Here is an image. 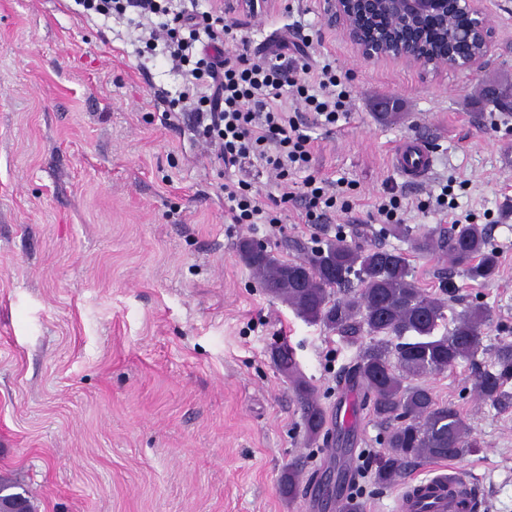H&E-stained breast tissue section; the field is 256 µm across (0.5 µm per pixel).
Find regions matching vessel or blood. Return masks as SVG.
<instances>
[{
	"label": "vessel or blood",
	"instance_id": "b4317fda",
	"mask_svg": "<svg viewBox=\"0 0 512 512\" xmlns=\"http://www.w3.org/2000/svg\"><path fill=\"white\" fill-rule=\"evenodd\" d=\"M392 164L415 184L424 182L433 169L431 151L418 138L401 142ZM460 483L457 471L449 466L438 468L431 477L411 480L400 497L401 512H460L461 500L455 493Z\"/></svg>",
	"mask_w": 512,
	"mask_h": 512
}]
</instances>
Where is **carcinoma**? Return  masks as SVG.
Returning a JSON list of instances; mask_svg holds the SVG:
<instances>
[{"instance_id": "1", "label": "carcinoma", "mask_w": 512, "mask_h": 512, "mask_svg": "<svg viewBox=\"0 0 512 512\" xmlns=\"http://www.w3.org/2000/svg\"><path fill=\"white\" fill-rule=\"evenodd\" d=\"M381 231L410 241L420 254H448L471 281L483 283L498 276L499 255L482 224L436 227L415 236L403 224H389ZM237 254L266 294L285 302L305 321L352 343L372 337L360 348L353 376L365 404L390 423L383 441L387 453L375 471L378 483L391 484L413 459L461 460L479 447L461 412L438 402L420 380L486 351L483 335L491 315L485 306L461 313L451 330L437 336L445 320L448 285L440 284L438 293L419 287L407 257L397 249L338 237L303 259L283 260L260 241L243 237ZM277 361L294 387L307 440L315 444L327 422L318 391L299 372L292 350L281 348ZM476 385L492 406L512 408V344L492 355ZM300 475L294 466L283 472L279 490L284 496L295 497Z\"/></svg>"}]
</instances>
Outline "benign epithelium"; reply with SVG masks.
<instances>
[{"mask_svg": "<svg viewBox=\"0 0 512 512\" xmlns=\"http://www.w3.org/2000/svg\"><path fill=\"white\" fill-rule=\"evenodd\" d=\"M274 0H217L227 15H254ZM325 22L365 61L423 70L481 71L495 31L483 0H326Z\"/></svg>", "mask_w": 512, "mask_h": 512, "instance_id": "1", "label": "benign epithelium"}]
</instances>
